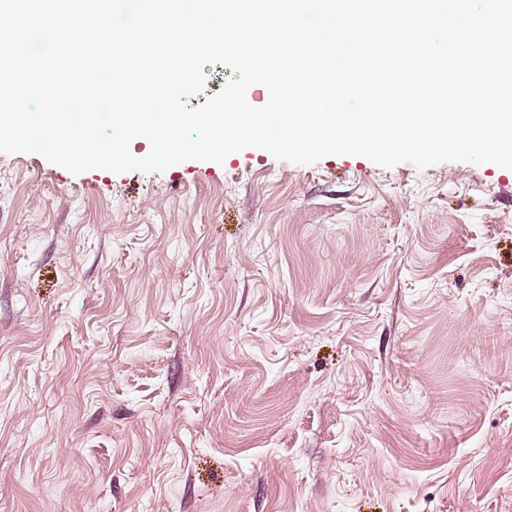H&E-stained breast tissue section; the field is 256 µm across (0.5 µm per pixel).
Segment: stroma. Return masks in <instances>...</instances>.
<instances>
[{
    "mask_svg": "<svg viewBox=\"0 0 512 512\" xmlns=\"http://www.w3.org/2000/svg\"><path fill=\"white\" fill-rule=\"evenodd\" d=\"M0 512H512V170L0 154Z\"/></svg>",
    "mask_w": 512,
    "mask_h": 512,
    "instance_id": "1",
    "label": "stroma"
}]
</instances>
